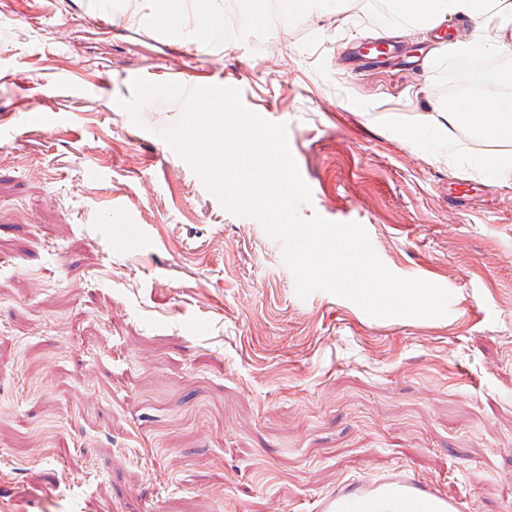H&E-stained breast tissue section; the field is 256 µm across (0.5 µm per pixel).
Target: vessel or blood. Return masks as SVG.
I'll use <instances>...</instances> for the list:
<instances>
[{"instance_id": "vessel-or-blood-1", "label": "vessel or blood", "mask_w": 512, "mask_h": 512, "mask_svg": "<svg viewBox=\"0 0 512 512\" xmlns=\"http://www.w3.org/2000/svg\"><path fill=\"white\" fill-rule=\"evenodd\" d=\"M315 512H463L433 482L393 469L345 482L319 497Z\"/></svg>"}]
</instances>
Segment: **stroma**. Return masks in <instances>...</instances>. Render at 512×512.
Wrapping results in <instances>:
<instances>
[{"label": "stroma", "instance_id": "stroma-1", "mask_svg": "<svg viewBox=\"0 0 512 512\" xmlns=\"http://www.w3.org/2000/svg\"><path fill=\"white\" fill-rule=\"evenodd\" d=\"M210 8L224 30L197 38L195 0H0V512H311L394 467L512 512V182L470 162L512 142L428 121L500 95L512 44L452 94L424 30L397 34L409 66L348 58L392 34L384 0ZM137 76L235 87L286 124L299 216L359 223L448 315L300 298L282 243L163 138L181 105L133 123Z\"/></svg>", "mask_w": 512, "mask_h": 512}]
</instances>
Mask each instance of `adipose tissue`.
<instances>
[{
  "label": "adipose tissue",
  "instance_id": "adipose-tissue-1",
  "mask_svg": "<svg viewBox=\"0 0 512 512\" xmlns=\"http://www.w3.org/2000/svg\"><path fill=\"white\" fill-rule=\"evenodd\" d=\"M389 11L402 29L433 27L442 19L466 18L473 26L466 37L450 43L454 57L476 51L502 48L503 37L512 30V0H387ZM438 115L449 125L464 124L480 138L512 142V96L499 99L492 109L470 101L439 108Z\"/></svg>",
  "mask_w": 512,
  "mask_h": 512
}]
</instances>
